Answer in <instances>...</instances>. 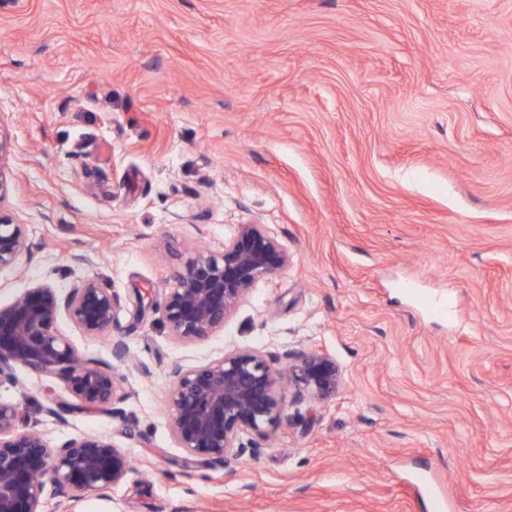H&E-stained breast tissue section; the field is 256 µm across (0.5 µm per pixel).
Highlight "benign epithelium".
<instances>
[{
  "instance_id": "1",
  "label": "benign epithelium",
  "mask_w": 512,
  "mask_h": 512,
  "mask_svg": "<svg viewBox=\"0 0 512 512\" xmlns=\"http://www.w3.org/2000/svg\"><path fill=\"white\" fill-rule=\"evenodd\" d=\"M7 151L0 138V272L17 269L31 249L22 225L4 208L13 191L3 165ZM288 261L262 224L238 225L220 251H192L175 271L165 302L171 335L193 342L223 329L254 286ZM117 304L112 289L96 277L65 294L36 284L0 304V386L16 384L19 371L31 370L58 377L72 397L33 411L0 401V512H43L50 497L63 499L67 512H76L86 496L103 494L127 476L130 457L113 437L84 435L52 446L36 418L39 412L59 417L75 410L109 411L125 418L117 369L80 354L56 330L64 314L84 335L108 338L112 357L126 365L128 347L122 337L112 335ZM171 377V431L185 452L186 466L244 454L245 436L269 439L284 417L283 385L321 402L335 396L341 384L335 360L318 350L273 357L237 349L197 366L175 364Z\"/></svg>"
}]
</instances>
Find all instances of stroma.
<instances>
[{
  "label": "stroma",
  "instance_id": "1",
  "mask_svg": "<svg viewBox=\"0 0 512 512\" xmlns=\"http://www.w3.org/2000/svg\"><path fill=\"white\" fill-rule=\"evenodd\" d=\"M0 135L33 246L0 303L98 277L134 359L125 420L40 417L132 460L80 512H512V0H0ZM241 224L288 265L175 340L173 270ZM234 349H320L342 383L183 466L171 367ZM19 378L1 400L69 397Z\"/></svg>",
  "mask_w": 512,
  "mask_h": 512
}]
</instances>
